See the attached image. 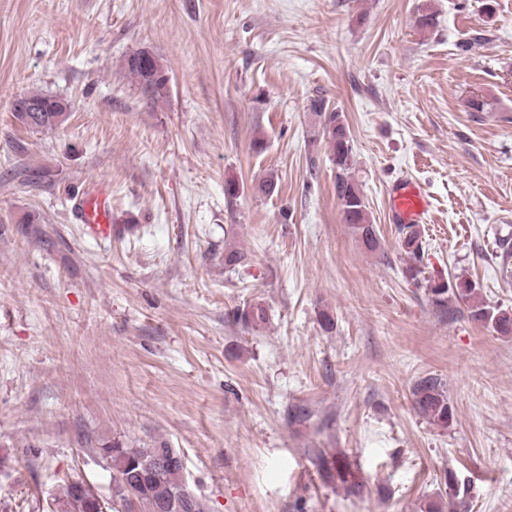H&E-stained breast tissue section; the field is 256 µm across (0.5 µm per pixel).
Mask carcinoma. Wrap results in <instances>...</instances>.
<instances>
[{
  "label": "carcinoma",
  "mask_w": 512,
  "mask_h": 512,
  "mask_svg": "<svg viewBox=\"0 0 512 512\" xmlns=\"http://www.w3.org/2000/svg\"><path fill=\"white\" fill-rule=\"evenodd\" d=\"M145 52L137 51L125 60V69L143 92L152 100L167 95L168 77L161 64L153 65L144 58ZM40 105L43 111L32 115L19 111L26 105ZM311 110L318 118L315 137H321L331 151V161L336 166V197L339 201L343 223L350 226L362 246L369 252L377 250L380 241L376 225L371 222L366 199L355 179L349 128L343 115L328 110L324 102L316 100ZM15 118L24 126L33 129H52L66 120L67 105L38 91L28 92L13 103ZM32 116L30 122L26 116ZM399 246L412 260H420L424 241L420 225L401 224L398 226ZM429 301L438 310L447 312L450 303L456 301L467 304L471 321L486 325L503 337L512 336V313L503 309L491 308L477 300L476 283L456 277L444 281L430 280L426 285ZM233 320L245 327L255 329L266 324L267 311L263 304L250 303L233 311ZM412 402L416 412L431 424L446 429L454 420V407L448 398V389L440 379L427 377L417 382L412 389ZM112 455V470L126 471L135 464L142 471V480L136 484L112 482L113 502L122 504L127 510L137 503L142 512H156L160 505L167 506V512H179L178 495L182 490V471L178 464H157L161 455L172 453L173 449L161 441L150 448H130L122 441L115 440L112 447L104 449ZM307 455L312 466L326 486L341 485L352 495H359L363 482L355 477L354 471L342 463L334 448H309ZM468 483L462 481L457 473L450 469L445 475V494L424 501L420 512H464L468 509Z\"/></svg>",
  "instance_id": "carcinoma-1"
}]
</instances>
